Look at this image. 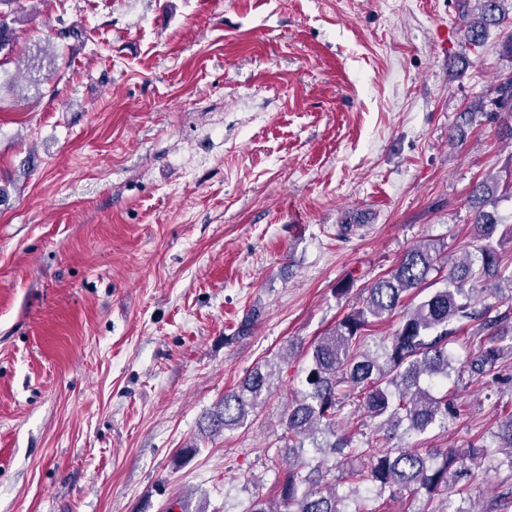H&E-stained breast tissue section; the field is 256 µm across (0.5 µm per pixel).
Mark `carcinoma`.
I'll return each mask as SVG.
<instances>
[{"label": "carcinoma", "instance_id": "1", "mask_svg": "<svg viewBox=\"0 0 512 512\" xmlns=\"http://www.w3.org/2000/svg\"><path fill=\"white\" fill-rule=\"evenodd\" d=\"M478 18L465 25L464 40L473 46L484 43L488 32L512 22L504 0H477ZM0 53L10 54L15 43L14 24L27 15L22 0H0ZM496 111L512 117V76L500 79ZM500 187V179L485 178L470 190L475 252L453 264L437 246L427 243L406 251L393 270L367 288L362 308L339 320L318 337L307 351L310 364L300 398L282 420L288 454L296 463L280 484L279 503L256 498L248 512H347L346 496L325 485L314 456H332L342 469L343 483L373 488L376 497L364 496L353 512H378L375 498L390 490L419 493L425 498L422 512H477L468 495L473 473L467 461L489 458L488 447L447 450L439 453L421 447L418 436L432 425L448 423L457 413L447 385L454 371L448 351L450 338L468 333L480 338L466 362L471 375L498 373L512 359V326L504 320L512 313L493 304L477 306L470 294L494 287L512 299V274L505 275L502 242L495 239L498 217L487 210ZM507 282L504 289L501 282ZM435 283L418 303L408 302ZM401 314L394 334L379 349L368 348L369 328ZM273 368L264 363L247 372L237 387L224 392L206 418L203 432L213 437L244 424L269 395ZM357 400L370 417L379 420V435L366 445L351 436L336 435V423L348 402ZM497 447L506 449L493 459L498 468L512 472V415L491 432ZM397 437L405 446L380 450L386 439ZM445 496L446 507L431 508L435 497Z\"/></svg>", "mask_w": 512, "mask_h": 512}]
</instances>
